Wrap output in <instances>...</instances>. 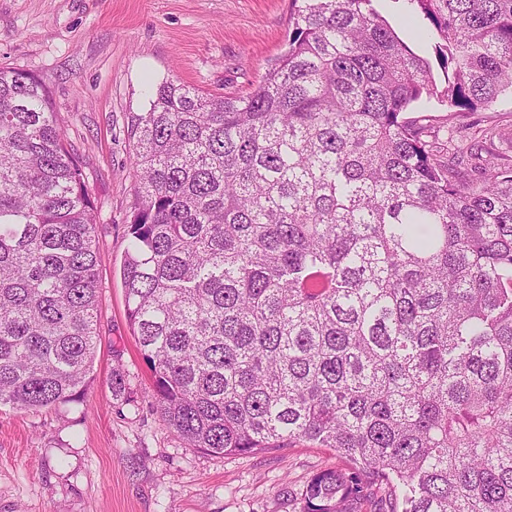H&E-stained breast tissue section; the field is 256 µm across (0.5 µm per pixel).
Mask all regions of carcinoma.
<instances>
[{
	"mask_svg": "<svg viewBox=\"0 0 512 512\" xmlns=\"http://www.w3.org/2000/svg\"><path fill=\"white\" fill-rule=\"evenodd\" d=\"M375 0H290L242 96L177 80L131 115L127 317L161 418L218 455L330 448L302 512H512V156L474 178L407 117L429 60ZM454 120L512 93V0H402ZM45 84L0 68V406L82 400L97 208ZM112 397L126 375L112 369ZM384 1H377L374 4L381 11L383 15L387 17L392 27L398 33V35L418 54L424 56L427 59H430L431 62H435V54H434V43L432 42H417L415 41L410 32L400 23L397 17V9H382L381 5L384 4Z\"/></svg>",
	"mask_w": 512,
	"mask_h": 512,
	"instance_id": "cac0c4a2",
	"label": "carcinoma"
}]
</instances>
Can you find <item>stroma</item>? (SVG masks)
<instances>
[{"instance_id":"1","label":"stroma","mask_w":512,"mask_h":512,"mask_svg":"<svg viewBox=\"0 0 512 512\" xmlns=\"http://www.w3.org/2000/svg\"><path fill=\"white\" fill-rule=\"evenodd\" d=\"M290 0H0V66L36 75L64 121L97 206L100 345L86 403L37 413L0 408V512H300L335 452L297 440L250 455L185 447L161 420L151 373L130 329L120 266L136 171L130 113L174 79L246 94L286 48ZM446 105L423 101L442 138L493 130L512 155V95L452 132ZM127 398H112L113 368Z\"/></svg>"}]
</instances>
